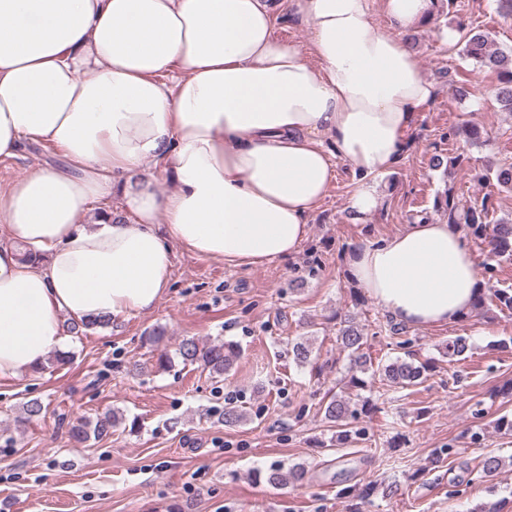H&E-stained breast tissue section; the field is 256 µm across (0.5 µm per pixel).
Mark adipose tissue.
Listing matches in <instances>:
<instances>
[{
    "instance_id": "obj_1",
    "label": "adipose tissue",
    "mask_w": 512,
    "mask_h": 512,
    "mask_svg": "<svg viewBox=\"0 0 512 512\" xmlns=\"http://www.w3.org/2000/svg\"><path fill=\"white\" fill-rule=\"evenodd\" d=\"M287 3L309 50L277 35L267 0H0V157L29 140L60 158L0 191V378L64 349L65 319L151 313L173 246L232 268L292 256L335 159L356 180L353 220L377 210L378 177L437 94L403 33L438 0H383L390 35L371 0ZM115 192L132 220L82 223ZM346 270L407 326L462 320L483 286L446 222L356 247Z\"/></svg>"
}]
</instances>
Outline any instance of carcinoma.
Returning a JSON list of instances; mask_svg holds the SVG:
<instances>
[{
  "label": "carcinoma",
  "mask_w": 512,
  "mask_h": 512,
  "mask_svg": "<svg viewBox=\"0 0 512 512\" xmlns=\"http://www.w3.org/2000/svg\"><path fill=\"white\" fill-rule=\"evenodd\" d=\"M462 54L470 59L474 67L482 72L488 71L496 74L497 84L493 89L495 101L499 107L512 114V51L506 52L493 47L489 34L483 30L472 27L462 34L458 40ZM480 181L492 179L500 185L512 186V163L502 164L495 169L477 175ZM445 206L448 211V222L464 226L467 233L486 244L493 245L491 251L497 255H512V219H503L496 224L486 223L487 207L480 209L465 206L453 195L448 194L437 200V206ZM496 303L497 306L512 310V289H489V293H479L472 306L476 312L485 307L486 301ZM340 348L347 352L350 363L346 375L336 381L349 390V395L327 392L319 403V412L323 418L334 427L341 429L336 434V442L347 440L348 431L344 427L350 421L358 419L360 415L372 413L375 409L373 399L362 396L365 391L373 388V380L380 378L388 387L408 388L420 385L427 377L430 365L419 362L413 358L398 357L387 364L374 365L371 358L364 352L367 336L364 330L349 324L339 330L337 336ZM295 363L305 366L312 363V347L309 341H296L289 345ZM469 350V342L464 336H457L448 340L445 354L453 361L463 356ZM176 354L185 365H198L209 374L222 377L229 373L240 357V350L233 342L217 341L209 345H199L193 338L183 339L176 349ZM122 417L118 413L108 410L93 421L79 419L69 423L68 434L72 441L83 444L91 438H100L110 433ZM505 465L500 456L486 455L480 462V475L489 489L496 488V479ZM308 475V469L302 463L285 467L275 464L265 471L255 473V481L259 484L277 488L286 484H301Z\"/></svg>",
  "instance_id": "1"
}]
</instances>
